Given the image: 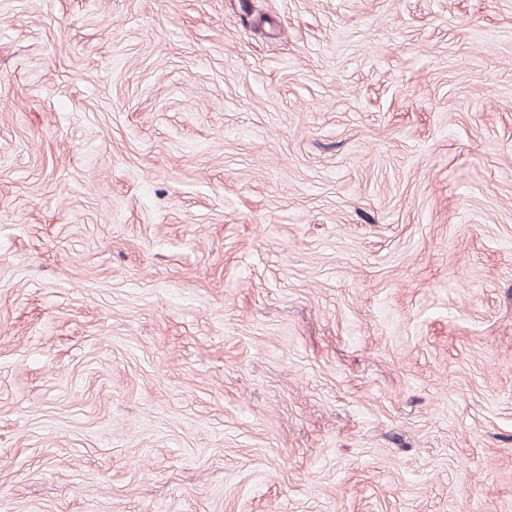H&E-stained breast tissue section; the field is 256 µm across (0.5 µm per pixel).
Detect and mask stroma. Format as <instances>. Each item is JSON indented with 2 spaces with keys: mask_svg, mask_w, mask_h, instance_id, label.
<instances>
[{
  "mask_svg": "<svg viewBox=\"0 0 512 512\" xmlns=\"http://www.w3.org/2000/svg\"><path fill=\"white\" fill-rule=\"evenodd\" d=\"M0 512H512V0H0Z\"/></svg>",
  "mask_w": 512,
  "mask_h": 512,
  "instance_id": "obj_1",
  "label": "stroma"
}]
</instances>
